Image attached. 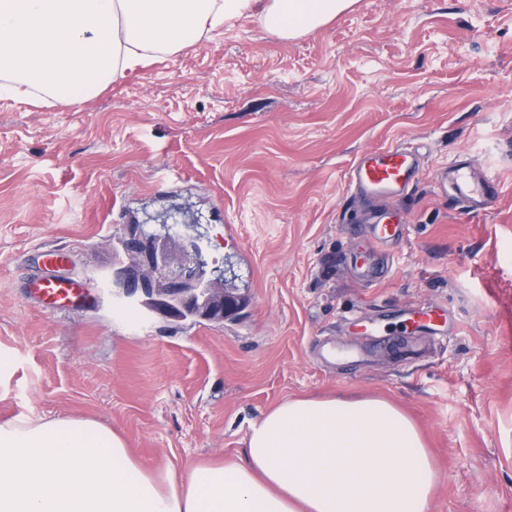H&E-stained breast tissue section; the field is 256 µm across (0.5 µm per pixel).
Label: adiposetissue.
<instances>
[{
    "instance_id": "ef3b65f1",
    "label": "adipose tissue",
    "mask_w": 512,
    "mask_h": 512,
    "mask_svg": "<svg viewBox=\"0 0 512 512\" xmlns=\"http://www.w3.org/2000/svg\"><path fill=\"white\" fill-rule=\"evenodd\" d=\"M355 2L0 0V93L76 107L244 15L288 40ZM440 481L413 422L373 396L284 400L243 456L183 473L144 466L92 419L0 422V512H429Z\"/></svg>"
}]
</instances>
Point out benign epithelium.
I'll list each match as a JSON object with an SVG mask.
<instances>
[{"instance_id": "7a95c632", "label": "benign epithelium", "mask_w": 512, "mask_h": 512, "mask_svg": "<svg viewBox=\"0 0 512 512\" xmlns=\"http://www.w3.org/2000/svg\"><path fill=\"white\" fill-rule=\"evenodd\" d=\"M201 252L199 239L184 233L166 230L145 240L132 231L128 237L129 264L116 273L115 285L128 292L145 279L161 276L166 284L162 295L145 300L153 311L177 315L167 301L173 297L180 308L192 307L197 310V317L222 324L234 311V305L227 301L222 279L204 274Z\"/></svg>"}]
</instances>
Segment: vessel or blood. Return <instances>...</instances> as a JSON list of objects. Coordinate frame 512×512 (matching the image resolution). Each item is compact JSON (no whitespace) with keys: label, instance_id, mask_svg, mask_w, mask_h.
Listing matches in <instances>:
<instances>
[{"label":"vessel or blood","instance_id":"1","mask_svg":"<svg viewBox=\"0 0 512 512\" xmlns=\"http://www.w3.org/2000/svg\"><path fill=\"white\" fill-rule=\"evenodd\" d=\"M421 171L418 150L408 144L369 150L359 155L347 173L348 190L359 201L379 202V209L367 218L368 247L359 258L361 275L368 281H376L382 270L373 263L375 254L392 243L403 241L406 224L394 200L407 193L417 181ZM440 183H452L455 199L463 208L476 211L494 205L497 200V176L494 170L473 168L471 162L460 161L447 173H439ZM39 299L50 305L52 311H60L74 302L81 301L83 290L79 283L60 277H45L34 282ZM446 323L443 309L426 307L410 312L412 329H428Z\"/></svg>","mask_w":512,"mask_h":512}]
</instances>
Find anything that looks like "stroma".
Here are the masks:
<instances>
[{
    "instance_id": "1",
    "label": "stroma",
    "mask_w": 512,
    "mask_h": 512,
    "mask_svg": "<svg viewBox=\"0 0 512 512\" xmlns=\"http://www.w3.org/2000/svg\"><path fill=\"white\" fill-rule=\"evenodd\" d=\"M400 141L422 171L366 283L347 170ZM462 153L497 170L486 210L436 183ZM133 221L201 235L245 308L219 325L111 290ZM49 274L88 300L48 313L26 283ZM431 305L456 330L403 356L398 310ZM326 343L376 351L325 364ZM1 354L0 421L93 419L150 468L235 457L287 398L379 396L442 473L430 512H512V0H357L288 41L246 15L77 107L0 98Z\"/></svg>"
}]
</instances>
